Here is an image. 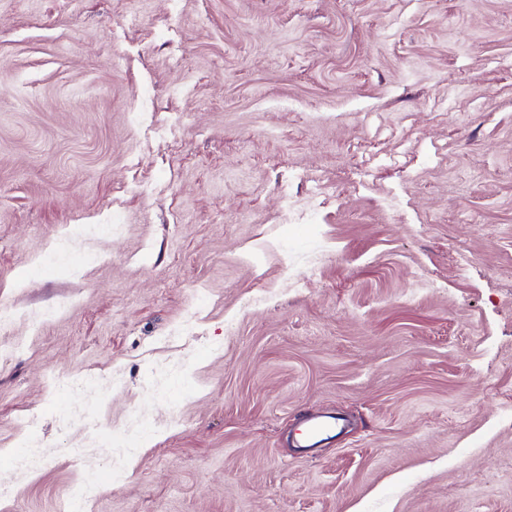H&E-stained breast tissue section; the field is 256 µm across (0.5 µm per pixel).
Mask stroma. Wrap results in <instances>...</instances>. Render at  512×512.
<instances>
[{"label":"stroma","mask_w":512,"mask_h":512,"mask_svg":"<svg viewBox=\"0 0 512 512\" xmlns=\"http://www.w3.org/2000/svg\"><path fill=\"white\" fill-rule=\"evenodd\" d=\"M1 311L0 512H512V0H0Z\"/></svg>","instance_id":"35a3bbf8"}]
</instances>
